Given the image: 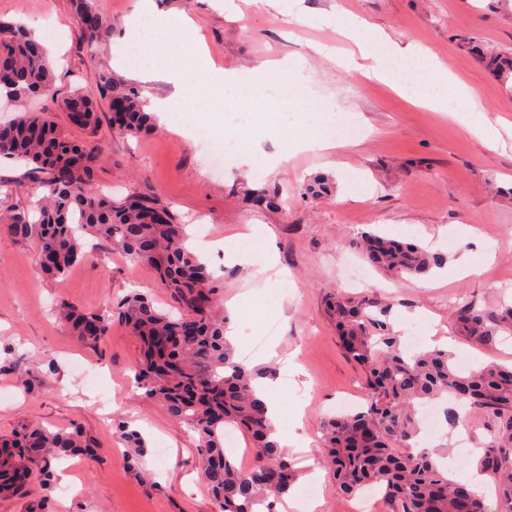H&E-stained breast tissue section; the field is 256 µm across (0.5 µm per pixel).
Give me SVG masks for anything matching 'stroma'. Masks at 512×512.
<instances>
[{
    "label": "stroma",
    "mask_w": 512,
    "mask_h": 512,
    "mask_svg": "<svg viewBox=\"0 0 512 512\" xmlns=\"http://www.w3.org/2000/svg\"><path fill=\"white\" fill-rule=\"evenodd\" d=\"M93 3L113 30L90 49L78 37L72 0H0V19L38 35L57 60L51 93L33 98L32 106L51 112L74 140L101 144L94 186L117 198L157 194L188 225L192 249L222 282L225 326L234 333L238 360L276 371L281 426L290 439L284 454L299 470L294 495L278 502L279 512H297L298 494L311 485L317 497L307 512H352L353 499L332 474L311 466L322 454L324 417L366 403L363 373L344 355L325 297L366 294L393 303L402 335L420 336L425 347L450 346L458 365H512V336L485 348L459 336L451 316L460 298L481 307L512 301V79L486 69L471 51L476 43L512 54V0H279L274 8L263 0H153L156 13L195 21L215 67L242 72L266 61L285 63L322 123L343 112L364 128L354 144L299 152L271 169L239 151L243 122L231 103L200 99L137 137L112 128L105 107L95 131L69 126L62 99L95 91L100 71L134 87L148 105L173 91L143 73V31L129 25L139 0ZM339 12L445 62L486 116L503 123V146L489 147L447 113L415 106L421 87L412 70H404L398 94L340 63L351 48L326 22ZM198 109L215 110L224 121L223 128L207 127L204 147L191 129ZM210 150L224 155L221 176L209 172ZM318 176L329 179L330 192L308 194ZM0 182L9 186L0 193V216L34 206L23 163L0 157ZM369 229L440 252L446 263L424 277L371 268L364 283L351 284L348 267L363 264L351 241ZM236 234L248 249L225 252V238ZM84 243L85 260L65 278L50 279L41 272L36 240L0 230V358L21 361L0 376V436L28 424L76 423L99 450L97 461H77L50 494L35 482L31 499L0 494V512H25L29 500L43 498L50 512H218L199 469L197 435L135 384L137 337L116 322L98 348H86L53 314L63 299L105 310L134 288L159 307L170 302L148 265L92 237ZM465 258L476 273L456 274ZM78 361L102 371L97 385L79 382ZM32 375L39 382L29 392L22 381ZM119 420L147 441L141 470L128 462L112 428ZM461 437L469 441L464 455ZM486 438L472 424L444 428L431 441L461 480Z\"/></svg>",
    "instance_id": "1"
}]
</instances>
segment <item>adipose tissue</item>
Here are the masks:
<instances>
[{
    "label": "adipose tissue",
    "mask_w": 512,
    "mask_h": 512,
    "mask_svg": "<svg viewBox=\"0 0 512 512\" xmlns=\"http://www.w3.org/2000/svg\"><path fill=\"white\" fill-rule=\"evenodd\" d=\"M336 25L352 37L360 47L363 69L368 78L390 84L394 81V67L411 64L424 71L427 88L421 95L422 105L436 112L449 113L458 123L489 146H497L501 135L498 128L472 103L473 92L448 67L417 50L394 47L387 38L366 21L337 16Z\"/></svg>",
    "instance_id": "1"
}]
</instances>
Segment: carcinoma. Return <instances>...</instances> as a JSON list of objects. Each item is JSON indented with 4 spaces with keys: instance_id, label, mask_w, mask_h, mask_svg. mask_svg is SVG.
I'll list each match as a JSON object with an SVG mask.
<instances>
[{
    "instance_id": "cac0c4a2",
    "label": "carcinoma",
    "mask_w": 512,
    "mask_h": 512,
    "mask_svg": "<svg viewBox=\"0 0 512 512\" xmlns=\"http://www.w3.org/2000/svg\"><path fill=\"white\" fill-rule=\"evenodd\" d=\"M74 14L81 39L90 48L112 32V19L90 0H75ZM8 58L14 77H0V97L24 103L47 92L54 72L36 38L22 26L0 20V56ZM486 67L499 75L512 70V60L497 52H478ZM98 96L75 92L63 109L79 104L90 130L99 123L98 100L124 98L119 116H111L127 133L136 135L152 125L138 91L98 74ZM101 147L76 143L46 113L22 111L0 128V156L31 166L33 188L43 194L36 215H11L0 228L18 239L40 241L39 262L53 278L64 277L81 262V235L111 245L135 262L151 266L177 305L172 315L154 306L139 292L124 297L113 311L90 312L63 301L59 317L78 341L98 346L108 336L112 318L136 336L144 347L136 379L144 396L160 404L173 418L188 425L202 443L200 466L219 512H271L272 500L287 494L298 478L294 463L273 439L267 404L255 381L269 369L248 368L235 360L234 347L224 336V319L216 315L222 300L221 280L186 246L185 225L156 194L114 199L92 182ZM373 267L398 276H425L445 258L416 244L365 232L352 241ZM336 322L345 355L366 376L365 409L324 420V463L339 487L355 495L378 488L387 512H487L485 498L468 482L449 475L435 452L414 451L421 427L417 404L451 397L445 420L452 428L481 419L488 441L476 460L479 472L491 482L499 512H512V367L485 365L458 368L446 347L411 352L390 322L392 306L368 295L350 300L340 295L325 301ZM458 333L493 347L512 332V304L478 308L462 299L453 306ZM191 323L188 342L177 330ZM243 432L255 449L256 463L243 470L224 450V427ZM135 465L146 453L141 433L130 424L116 425ZM31 448L34 455L0 459V490L26 497L27 484L11 476L30 475L40 463L39 485L53 480L51 463L75 455L94 456L93 445L80 428H36L0 444Z\"/></svg>"
}]
</instances>
